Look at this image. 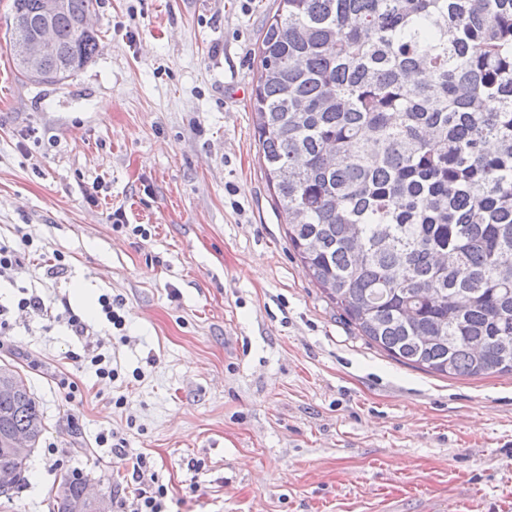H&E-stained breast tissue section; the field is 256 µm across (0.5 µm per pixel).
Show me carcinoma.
I'll list each match as a JSON object with an SVG mask.
<instances>
[{
	"label": "carcinoma",
	"mask_w": 512,
	"mask_h": 512,
	"mask_svg": "<svg viewBox=\"0 0 512 512\" xmlns=\"http://www.w3.org/2000/svg\"><path fill=\"white\" fill-rule=\"evenodd\" d=\"M41 0H13L11 45ZM65 0L38 82L98 51ZM252 105L268 186L303 269L391 358L443 376L512 374V0H279ZM45 432L0 396V435ZM25 483L27 463L0 447ZM60 482L55 504L82 494Z\"/></svg>",
	"instance_id": "carcinoma-1"
}]
</instances>
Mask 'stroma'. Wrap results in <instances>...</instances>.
<instances>
[{
  "label": "stroma",
  "mask_w": 512,
  "mask_h": 512,
  "mask_svg": "<svg viewBox=\"0 0 512 512\" xmlns=\"http://www.w3.org/2000/svg\"><path fill=\"white\" fill-rule=\"evenodd\" d=\"M11 5L0 238L67 267L29 259L0 281V363L19 364L46 424L0 512H52L66 473L123 512L136 483L115 439L166 487L164 512H512V375L392 359L288 242L251 107L278 0H93L98 52L60 83L16 73ZM78 286L118 301L124 327L85 314ZM26 293L46 314L18 309Z\"/></svg>",
  "instance_id": "obj_1"
}]
</instances>
